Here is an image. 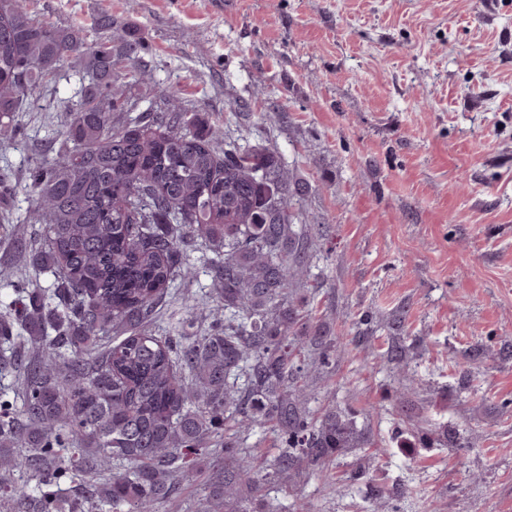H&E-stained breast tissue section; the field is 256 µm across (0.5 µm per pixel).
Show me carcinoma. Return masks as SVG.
<instances>
[{
  "label": "carcinoma",
  "mask_w": 512,
  "mask_h": 512,
  "mask_svg": "<svg viewBox=\"0 0 512 512\" xmlns=\"http://www.w3.org/2000/svg\"><path fill=\"white\" fill-rule=\"evenodd\" d=\"M94 25L89 41L29 0H0V137L64 67L78 81L49 154L18 173L29 203L10 224L11 256L53 282L12 288L27 335L0 324V378H13V398L0 397V512L15 499L32 512H172L212 453L224 476L194 512H278L271 492L327 472L361 439L352 419L309 407L336 340L301 294L316 238L302 185L278 151L154 95L137 32L112 33L105 15ZM190 241L212 252L213 288L184 295L186 322L207 326L161 334L169 287L196 276ZM261 427L276 441L266 456L249 443ZM67 473L72 490L59 485Z\"/></svg>",
  "instance_id": "carcinoma-1"
}]
</instances>
